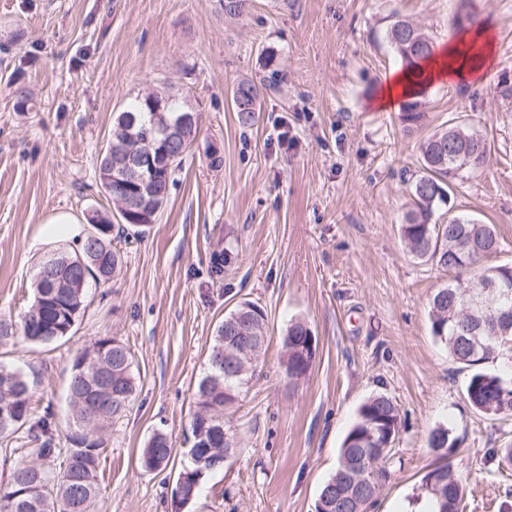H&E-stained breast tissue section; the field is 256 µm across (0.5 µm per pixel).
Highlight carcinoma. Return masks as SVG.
I'll use <instances>...</instances> for the list:
<instances>
[{
    "mask_svg": "<svg viewBox=\"0 0 512 512\" xmlns=\"http://www.w3.org/2000/svg\"><path fill=\"white\" fill-rule=\"evenodd\" d=\"M387 39L405 67L420 68V62L431 57L433 45L410 21L394 20ZM277 70L259 81L243 79L233 85L232 106L238 123L253 127L259 120L265 92L279 81ZM422 93L406 100L400 109V120L407 129L426 120ZM189 104L175 94H158L151 101L136 98L128 108L115 113L106 146L136 144L134 136L146 128L154 132L151 151L165 150L160 156L155 192L159 205L167 200L172 176L184 157L192 150L199 129L188 132L185 139L168 140L164 131ZM487 157L486 143L463 123L450 125L430 135L420 146L419 174L412 178L410 192L413 208L401 224V237L408 252L416 259L432 262L452 274L448 284L438 288L430 299L432 335L447 348L448 357L470 371L466 395L472 407L491 418L512 417V329L501 336L486 333L473 346L461 342L460 327L471 321L464 314L470 291L480 277L497 278L512 273V266H486L484 260L497 252L499 239L492 224H479L467 217H453L447 224H433L434 209L449 202L454 181L463 174L478 171ZM102 226L97 264H87L74 271L68 260L76 251L59 247L52 254L60 260L53 278L42 277L38 267L32 283L33 302L15 319L0 316V345L21 337L34 345H50L68 336L84 310L88 279L107 282L121 270L123 255L112 245L111 219L96 212ZM470 233L485 241L491 252L466 254L458 249V239ZM248 329L266 336L267 315L255 302H239L224 315L210 345L204 376L193 399L195 410L190 422L191 447L196 455L187 457L179 474L185 475L181 490L173 492L174 504L186 505L197 499L204 474L224 469L225 459L237 447L229 448L224 437L235 434L224 427V410L232 407L248 384L249 369L258 359L265 342L256 343L238 354L232 365L238 375L226 377L215 362H229L236 351L233 336L244 321ZM312 330L303 321L292 322L283 337V366L290 380L307 375L314 354L307 348ZM136 392L134 354L123 341L104 336L72 362L68 383L71 436L68 448L57 446L52 415L36 416L33 394L25 376L17 369L0 363V436L8 438L19 432L26 434L35 447L29 457L10 469L7 484H0V512H98L100 485L98 472L105 450V435L112 424L126 413ZM399 417L392 400L385 394L369 397L358 408L356 421L346 433L339 448L336 471L321 486L326 494L323 512H367L389 478L387 464L392 456ZM450 430L433 429L428 444L439 453L440 461L422 478V493L433 504V512H461L464 496L462 478L445 449L454 446ZM175 456V444L167 432L155 430L140 454L146 471L164 470ZM375 459V468L365 471L361 460ZM377 475L378 482L367 497L357 495L355 482L360 477Z\"/></svg>",
    "mask_w": 512,
    "mask_h": 512,
    "instance_id": "cac0c4a2",
    "label": "carcinoma"
}]
</instances>
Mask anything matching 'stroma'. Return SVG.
<instances>
[{
	"label": "stroma",
	"mask_w": 512,
	"mask_h": 512,
	"mask_svg": "<svg viewBox=\"0 0 512 512\" xmlns=\"http://www.w3.org/2000/svg\"><path fill=\"white\" fill-rule=\"evenodd\" d=\"M456 11L457 0H249L228 19L219 0H0V315L29 308L39 262L75 247L87 209L113 214L96 171L115 112L171 86L202 114L159 219L121 243L118 275L88 283L71 335L0 347V361L51 406L62 439L75 356L102 336L131 348L137 392L108 436L101 512H315L359 406L378 393L401 425L390 479L368 512H415L439 426L456 439L448 455L462 512H512V464L500 456L512 448V418L470 405L467 371L431 332L428 300L449 275L408 254L399 232L420 143L460 121L487 143L486 163L455 182L432 221L494 225L500 247L485 263L512 265V0L474 2L476 23L496 34L485 80L431 84L426 120L411 130L372 104L402 66L387 26L407 19L439 47L456 33ZM269 55L282 80L259 122L241 127L229 92L262 77ZM19 83L30 95L22 110ZM222 251L231 262L218 276L212 255ZM243 300L264 308L268 341L224 414L239 451L178 507L175 472L144 471L140 450L157 428L182 440L215 329ZM297 319L318 346L292 383L282 339Z\"/></svg>",
	"instance_id": "obj_1"
}]
</instances>
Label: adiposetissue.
I'll list each match as a JSON object with an SVG mask.
<instances>
[{
    "label": "adipose tissue",
    "mask_w": 512,
    "mask_h": 512,
    "mask_svg": "<svg viewBox=\"0 0 512 512\" xmlns=\"http://www.w3.org/2000/svg\"><path fill=\"white\" fill-rule=\"evenodd\" d=\"M495 31L491 24H481L476 31H460L448 46L427 59L422 70L429 81L467 83L480 81L496 61Z\"/></svg>",
    "instance_id": "ef3b65f1"
}]
</instances>
